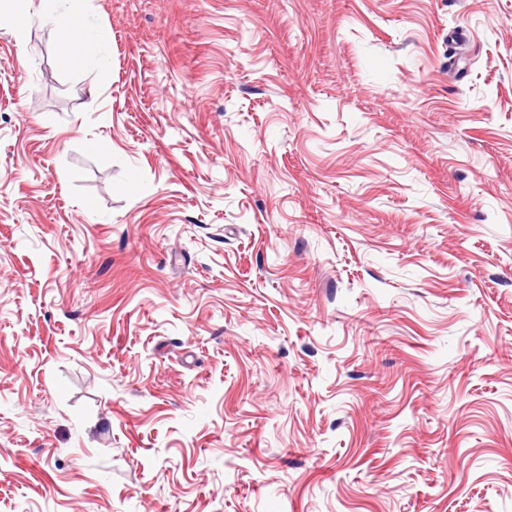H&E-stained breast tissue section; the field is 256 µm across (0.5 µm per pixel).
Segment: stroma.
<instances>
[{
  "instance_id": "obj_1",
  "label": "stroma",
  "mask_w": 512,
  "mask_h": 512,
  "mask_svg": "<svg viewBox=\"0 0 512 512\" xmlns=\"http://www.w3.org/2000/svg\"><path fill=\"white\" fill-rule=\"evenodd\" d=\"M80 6L109 83L0 23V512H512V0Z\"/></svg>"
}]
</instances>
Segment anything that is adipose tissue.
Listing matches in <instances>:
<instances>
[{"label": "adipose tissue", "mask_w": 512, "mask_h": 512, "mask_svg": "<svg viewBox=\"0 0 512 512\" xmlns=\"http://www.w3.org/2000/svg\"><path fill=\"white\" fill-rule=\"evenodd\" d=\"M39 10H31L32 2ZM52 26L60 51L79 68L97 69L100 82H110L106 52L112 44L111 29L93 23L80 9L78 0H23L10 16V30L19 44H26L32 19Z\"/></svg>", "instance_id": "1"}]
</instances>
